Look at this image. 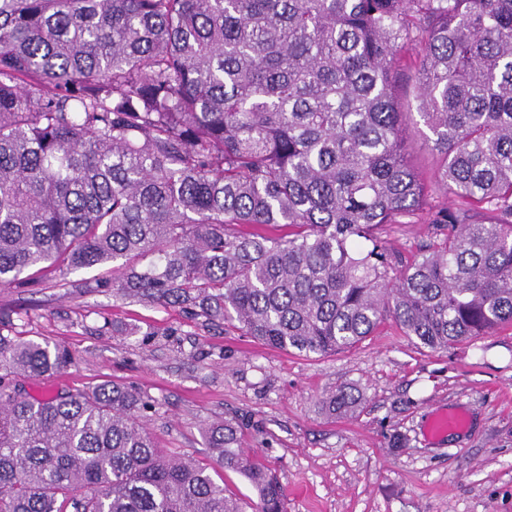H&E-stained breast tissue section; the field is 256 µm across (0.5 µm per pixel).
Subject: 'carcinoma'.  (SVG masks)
<instances>
[{
    "label": "carcinoma",
    "instance_id": "1",
    "mask_svg": "<svg viewBox=\"0 0 512 512\" xmlns=\"http://www.w3.org/2000/svg\"><path fill=\"white\" fill-rule=\"evenodd\" d=\"M396 224L430 225L422 253L391 251ZM91 268L84 288L307 356L389 317L431 350L512 325V0H0V285ZM74 364L0 334V512H246L216 468L287 512L233 418L201 464L157 446L138 387L28 390ZM408 142L418 163V170L430 178L434 172V160L430 152L423 146V137L416 128L410 127L407 133Z\"/></svg>",
    "mask_w": 512,
    "mask_h": 512
}]
</instances>
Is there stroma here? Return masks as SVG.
<instances>
[{
	"label": "stroma",
	"mask_w": 512,
	"mask_h": 512,
	"mask_svg": "<svg viewBox=\"0 0 512 512\" xmlns=\"http://www.w3.org/2000/svg\"><path fill=\"white\" fill-rule=\"evenodd\" d=\"M69 286L0 287L9 329L67 348L66 373L31 391L125 382L155 400L143 422L174 454L205 459L211 419L244 420L245 445L274 472L288 512H512V326L433 351L386 320L358 347L302 356L240 333L197 330L174 308ZM136 326L116 336L113 326ZM354 386L362 405L332 415L326 393ZM461 409L467 430L425 439L430 413Z\"/></svg>",
	"instance_id": "stroma-1"
}]
</instances>
